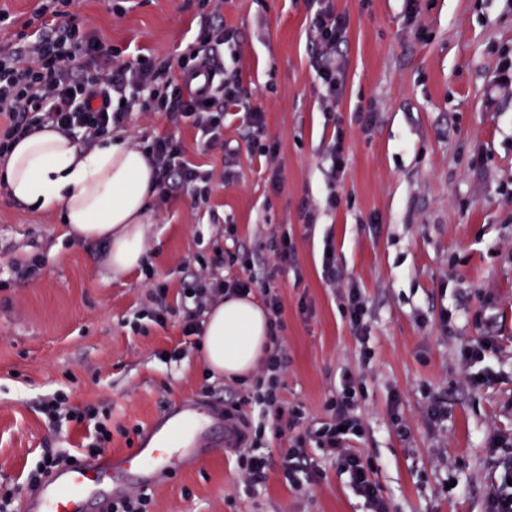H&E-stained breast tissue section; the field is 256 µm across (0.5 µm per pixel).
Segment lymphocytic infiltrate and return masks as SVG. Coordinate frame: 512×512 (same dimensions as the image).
Listing matches in <instances>:
<instances>
[{"instance_id": "f902f5d3", "label": "lymphocytic infiltrate", "mask_w": 512, "mask_h": 512, "mask_svg": "<svg viewBox=\"0 0 512 512\" xmlns=\"http://www.w3.org/2000/svg\"><path fill=\"white\" fill-rule=\"evenodd\" d=\"M210 0H198L200 26L194 53L184 54L178 67L168 62L138 56L124 59L111 46L95 36L84 22L70 12L71 0H42L38 10L22 23L15 40L0 48V158L9 154L21 138L50 128L63 133L79 132L83 146L122 129L132 110L164 113L172 126L194 122L199 128L203 150L226 149L224 111L242 102L244 92L239 77L225 76L217 86L198 93L186 87V75L202 65L214 63L215 52L231 33L224 27L219 11L209 10ZM310 15V27L319 48L317 75L328 101H337L343 88L344 70L336 58V48L348 32L350 19L337 11L333 0H304ZM133 147L143 151L155 170L159 197H167L172 187L186 189L192 198L206 197L212 175L185 158L182 142L170 135L136 137ZM322 275L337 287L344 317L355 336L368 342L370 324L367 303L359 288L345 283V273L325 245ZM295 260L289 241H282L274 263L247 278L218 280L209 289L195 292L196 300L223 295H247L259 292L270 315L272 350L257 372L253 408L249 418L239 404L224 408L227 442L236 453L243 490L255 494L272 463L263 450L269 416L285 420L288 427L302 424L301 407L283 404L278 389L287 369L286 352L280 333L283 329V302L271 285L279 271ZM363 395L360 378L345 373L336 397L327 408L330 420L295 439L280 456L279 471L286 484L296 485L298 474L317 477L309 463L305 446L314 443L333 456L349 475L353 494L362 499L368 512H390L374 470L365 463L360 449L352 442L362 432L357 413ZM42 412L53 426L65 421H91L96 433L95 452H102L111 434L99 420L97 408L80 409L69 405L66 395L57 393L46 399Z\"/></svg>"}]
</instances>
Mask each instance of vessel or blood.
I'll use <instances>...</instances> for the list:
<instances>
[{"label":"vessel or blood","mask_w":512,"mask_h":512,"mask_svg":"<svg viewBox=\"0 0 512 512\" xmlns=\"http://www.w3.org/2000/svg\"><path fill=\"white\" fill-rule=\"evenodd\" d=\"M181 421L177 411L165 413L159 420L177 443L171 452L161 453L153 438L146 437L133 454L109 455L91 464L59 468L26 497L23 512H109L113 500L125 496L129 485L148 486L167 478L175 466H191L195 457L189 446L180 442ZM124 465L132 473V484H110L112 472Z\"/></svg>","instance_id":"obj_1"}]
</instances>
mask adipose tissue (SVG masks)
Segmentation results:
<instances>
[{
	"label": "adipose tissue",
	"mask_w": 512,
	"mask_h": 512,
	"mask_svg": "<svg viewBox=\"0 0 512 512\" xmlns=\"http://www.w3.org/2000/svg\"><path fill=\"white\" fill-rule=\"evenodd\" d=\"M10 197L42 210L62 208L67 233L107 245V267L121 274L146 263L153 244L149 202L153 169L121 138L84 149L46 129L21 140L0 160ZM268 315L252 297L221 299L204 314L203 349L214 376L250 377L269 349Z\"/></svg>",
	"instance_id": "obj_1"
}]
</instances>
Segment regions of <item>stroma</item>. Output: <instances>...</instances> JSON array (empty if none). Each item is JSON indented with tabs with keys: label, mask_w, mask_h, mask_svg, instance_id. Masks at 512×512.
<instances>
[{
	"label": "stroma",
	"mask_w": 512,
	"mask_h": 512,
	"mask_svg": "<svg viewBox=\"0 0 512 512\" xmlns=\"http://www.w3.org/2000/svg\"><path fill=\"white\" fill-rule=\"evenodd\" d=\"M125 5L116 14V5ZM350 18L336 50L346 63L335 111L325 109L310 17L303 0H223L225 73L245 99L228 107L224 137L245 142L248 108L265 114V139L279 144L272 184L262 158L201 152L192 124L171 128L163 113L133 112L122 139L172 133L187 156L231 183L213 180L208 204L173 191L151 204L149 269L121 275L106 248L67 234L60 211H34L0 192V491H28L45 449L85 453L94 432L58 430L43 399L67 393L82 408H109V453L136 448L164 410L188 401L223 417L250 385L213 376L196 337L182 333L201 285L200 269L224 280L272 261L288 238L296 263L274 285L284 303L285 401L310 424L327 421L344 373L360 375L363 433L354 442L391 512H485L497 461L512 457V83L497 68L512 50V0H335ZM99 38L137 55L178 61L195 44L193 0H72ZM372 109L362 130L358 109ZM343 133L346 169L330 181L328 150ZM337 194L330 210L325 200ZM317 211L305 224L303 207ZM361 289L371 336L360 345L336 288L322 278L324 244ZM241 258L217 264L219 251ZM39 259L35 277L13 260ZM167 290L165 324L147 318L156 286ZM451 312L452 330L441 327ZM479 336L497 345L463 363L459 349ZM370 363H363V351ZM484 380L482 387L469 383ZM399 398L407 436L390 419ZM446 408L431 418L433 400ZM318 478L299 486L271 469L254 496L243 493L232 451L203 439L197 464L152 486L150 512H367L349 476L310 448Z\"/></svg>",
	"instance_id": "1"
}]
</instances>
